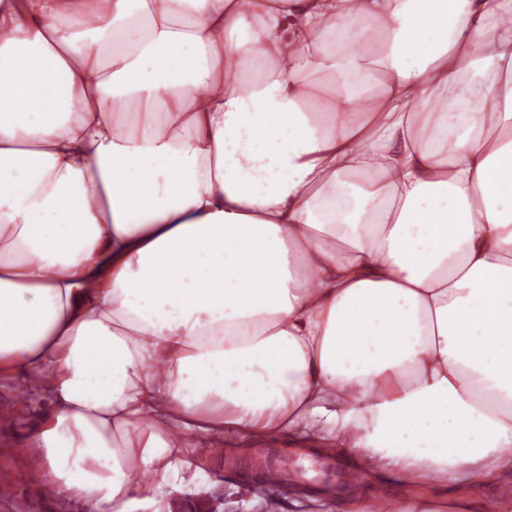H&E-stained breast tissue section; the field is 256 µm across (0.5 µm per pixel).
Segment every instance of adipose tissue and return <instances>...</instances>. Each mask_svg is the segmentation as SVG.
Masks as SVG:
<instances>
[{
    "label": "adipose tissue",
    "instance_id": "ef3b65f1",
    "mask_svg": "<svg viewBox=\"0 0 512 512\" xmlns=\"http://www.w3.org/2000/svg\"><path fill=\"white\" fill-rule=\"evenodd\" d=\"M0 373L85 512L228 428L512 512V0H0Z\"/></svg>",
    "mask_w": 512,
    "mask_h": 512
}]
</instances>
